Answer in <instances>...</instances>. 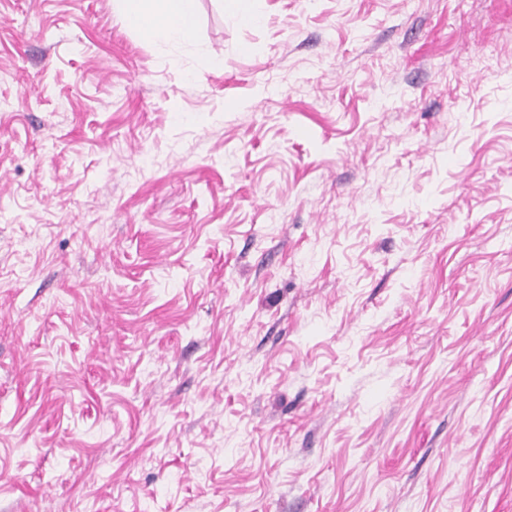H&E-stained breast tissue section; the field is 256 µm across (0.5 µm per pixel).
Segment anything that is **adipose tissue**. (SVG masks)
<instances>
[{
  "label": "adipose tissue",
  "mask_w": 512,
  "mask_h": 512,
  "mask_svg": "<svg viewBox=\"0 0 512 512\" xmlns=\"http://www.w3.org/2000/svg\"><path fill=\"white\" fill-rule=\"evenodd\" d=\"M116 4L146 38L194 35L197 0H116Z\"/></svg>",
  "instance_id": "ef3b65f1"
}]
</instances>
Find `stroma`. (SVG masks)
<instances>
[{"mask_svg": "<svg viewBox=\"0 0 512 512\" xmlns=\"http://www.w3.org/2000/svg\"><path fill=\"white\" fill-rule=\"evenodd\" d=\"M0 512H512V0H0ZM120 12L149 39L194 35L197 0H116Z\"/></svg>", "mask_w": 512, "mask_h": 512, "instance_id": "35a3bbf8", "label": "stroma"}]
</instances>
